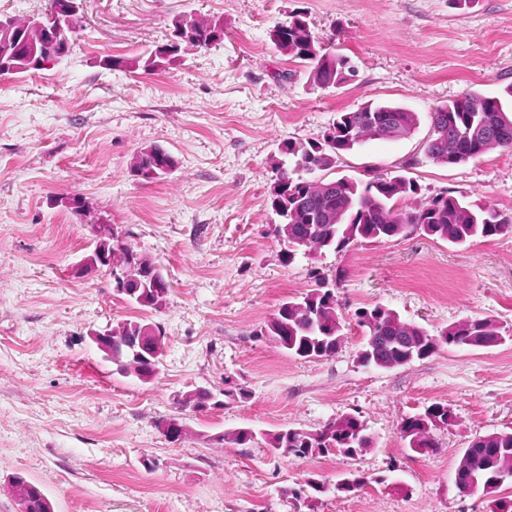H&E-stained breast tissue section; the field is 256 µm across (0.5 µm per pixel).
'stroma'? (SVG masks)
<instances>
[{"mask_svg": "<svg viewBox=\"0 0 512 512\" xmlns=\"http://www.w3.org/2000/svg\"><path fill=\"white\" fill-rule=\"evenodd\" d=\"M295 11L352 61L340 88H314L274 46V26ZM189 13L222 20L223 43L162 72L105 66L164 42ZM72 40L61 64L0 77V512H15V473L55 512H491V496L461 494L453 477L474 437L512 428V341L375 369L358 361L355 314L380 304L433 335L471 317L512 330V236L454 246L416 233L288 264L269 196L283 142L321 140L338 112L385 102L417 112L414 133L366 137L327 178L403 175L419 185L407 208L448 192L512 213V151L457 167L423 151L428 112L512 85V0H85ZM150 146L176 156L168 177L132 172ZM68 194L83 197L84 217L51 205ZM94 224L161 268L159 310L130 304L105 270L76 272ZM319 273L336 282L344 340L332 357L296 358L260 331ZM132 317L165 332L148 384L88 338ZM195 388L223 407L179 408L177 394ZM434 403L454 419L435 430L436 448L413 452L401 423ZM349 414L374 438L356 456L297 458L266 443ZM170 417L187 426L176 442L161 428ZM238 428L256 434L247 447L223 440ZM349 473L370 482L313 501L288 494Z\"/></svg>", "mask_w": 512, "mask_h": 512, "instance_id": "1", "label": "stroma"}]
</instances>
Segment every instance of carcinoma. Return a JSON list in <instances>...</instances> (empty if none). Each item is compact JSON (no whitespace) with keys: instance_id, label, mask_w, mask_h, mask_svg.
<instances>
[{"instance_id":"1","label":"carcinoma","mask_w":512,"mask_h":512,"mask_svg":"<svg viewBox=\"0 0 512 512\" xmlns=\"http://www.w3.org/2000/svg\"><path fill=\"white\" fill-rule=\"evenodd\" d=\"M224 41V25L207 18L179 19L173 22L172 36L136 58L112 57V67L160 70L175 58L181 46L209 49ZM277 50L304 64L313 85L324 89L344 83L351 72L350 58L340 52H326L310 29L306 15L300 11L273 31ZM512 86L498 96L468 91L428 113L430 135L424 143L427 158L438 165L461 166L480 160L489 150H512ZM416 124L413 112L388 104L368 102L354 111L339 112L322 140L308 144L288 141L280 152L296 158L300 171L329 170L336 157L359 146L367 136L386 139L409 135ZM178 160L168 150L153 146L140 150L132 162L137 175L151 180L162 179L176 170ZM418 184L403 175H375L367 181L341 176L312 184L309 178H295L284 171L270 194L272 210L281 218L277 233L288 242L283 261L291 263L297 254L315 255L322 251L341 252L361 242H386L421 231L455 246L476 238L512 235V214L492 204H477L463 196H436L418 210L402 207V202L418 194ZM112 273H117L131 290L127 300L141 306L138 297L149 290L153 309L163 306L168 287L157 264L148 256L136 253L112 239ZM344 317L339 312L336 294L324 284L300 299L280 304L267 321L261 335L276 341L288 354L303 359L329 358L336 354L343 338ZM357 325L365 341L358 353L364 366L394 365L424 360L443 346L460 349L489 348L512 341L489 318H470L431 335L424 328L401 320L393 310L382 305L356 312ZM148 336L163 352L165 333L161 325L148 324L141 318L126 319L112 328V339L134 336L144 326ZM112 357L125 362L122 373L147 384L157 374L145 373V365L132 352L112 347ZM203 403L218 408L223 402L203 388L193 389L178 401L182 407L197 410ZM452 410L433 403L424 412L403 420L401 438L408 447L427 451L436 447L432 430L453 419ZM274 451L298 458L321 454L331 448L347 457L373 446L363 421L347 415L320 432L297 429L280 430L268 437ZM512 482V430L479 435L464 450L455 468L454 483L475 485L477 490L492 494ZM368 483L361 474H350L336 482L334 490L349 494Z\"/></svg>"}]
</instances>
